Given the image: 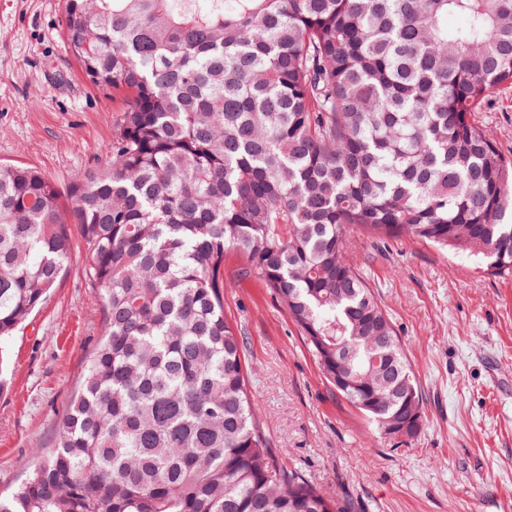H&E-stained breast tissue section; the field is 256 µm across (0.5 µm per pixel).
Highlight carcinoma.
I'll use <instances>...</instances> for the list:
<instances>
[{
	"label": "carcinoma",
	"instance_id": "cac0c4a2",
	"mask_svg": "<svg viewBox=\"0 0 512 512\" xmlns=\"http://www.w3.org/2000/svg\"><path fill=\"white\" fill-rule=\"evenodd\" d=\"M63 30L123 106L108 170L65 193L0 166V340L57 284L74 224L105 321L56 448L0 512H347L269 448L224 257L379 433L422 413L348 244L512 272V157L474 119L512 85V0H65Z\"/></svg>",
	"mask_w": 512,
	"mask_h": 512
}]
</instances>
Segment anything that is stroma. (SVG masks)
Instances as JSON below:
<instances>
[{"label": "stroma", "mask_w": 512, "mask_h": 512, "mask_svg": "<svg viewBox=\"0 0 512 512\" xmlns=\"http://www.w3.org/2000/svg\"><path fill=\"white\" fill-rule=\"evenodd\" d=\"M64 0H0V164L34 166L62 187L102 170L119 115L67 55ZM478 119L512 156V87ZM73 249L41 308L0 342V493L20 459L48 452L102 335L100 291ZM350 255L388 311L423 398V428L377 434L326 382L287 311L224 259V311L244 339L259 418L281 463L336 492L350 512H512V273L403 239H357Z\"/></svg>", "instance_id": "obj_1"}]
</instances>
